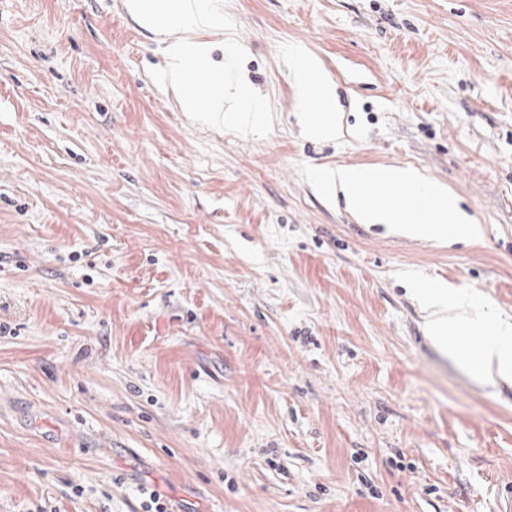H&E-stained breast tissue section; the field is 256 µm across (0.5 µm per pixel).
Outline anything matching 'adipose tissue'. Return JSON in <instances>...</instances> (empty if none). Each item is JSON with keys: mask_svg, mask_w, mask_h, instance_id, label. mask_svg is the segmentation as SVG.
<instances>
[{"mask_svg": "<svg viewBox=\"0 0 512 512\" xmlns=\"http://www.w3.org/2000/svg\"><path fill=\"white\" fill-rule=\"evenodd\" d=\"M325 185H339L357 219L365 224H396L410 237L434 239L446 235L477 238L480 225L459 211L446 186L425 182L414 169L389 167H341L326 173ZM397 189L411 197L426 194L429 203L424 214L383 205L374 193ZM426 305L428 333L440 350L454 359L464 354L455 336L471 329L483 333L480 365L485 371H496L504 378L512 377V320L492 314L490 304H473L464 297H448L440 286L424 289L420 295Z\"/></svg>", "mask_w": 512, "mask_h": 512, "instance_id": "1", "label": "adipose tissue"}]
</instances>
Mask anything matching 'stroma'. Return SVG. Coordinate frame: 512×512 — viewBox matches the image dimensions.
<instances>
[{
  "label": "stroma",
  "instance_id": "35a3bbf8",
  "mask_svg": "<svg viewBox=\"0 0 512 512\" xmlns=\"http://www.w3.org/2000/svg\"><path fill=\"white\" fill-rule=\"evenodd\" d=\"M263 138L192 122L125 0H0V512H507L512 379L411 283L512 319V0H227ZM335 86L306 134L288 51ZM410 167L472 241L316 175ZM321 107L319 119L316 125H313L315 133L320 137L333 138L337 135L339 127L337 121L336 102L333 84L322 77L320 86ZM327 186L339 185L346 201L357 219L364 224H398L400 231L410 237L434 239L452 234L461 238H478L482 235L480 225L459 211L448 188L442 184L426 183L414 169L389 167H341L330 170L323 177ZM398 189L412 198L425 189L429 197L425 213L403 210L398 205H381L370 198L378 192ZM389 195L393 197L392 190Z\"/></svg>",
  "mask_w": 512,
  "mask_h": 512
}]
</instances>
